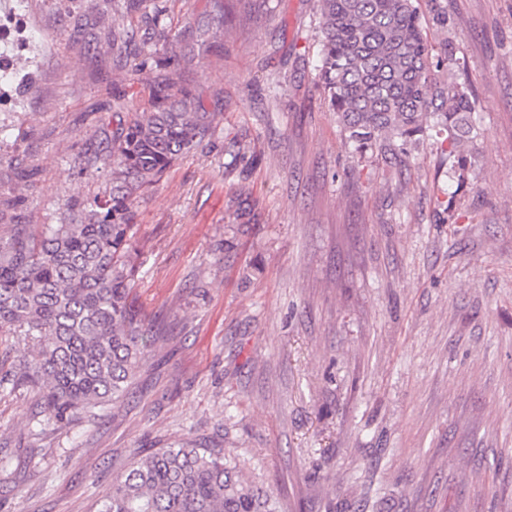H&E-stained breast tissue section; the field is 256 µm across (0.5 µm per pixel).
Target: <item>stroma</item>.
Segmentation results:
<instances>
[{
    "label": "stroma",
    "instance_id": "1",
    "mask_svg": "<svg viewBox=\"0 0 512 512\" xmlns=\"http://www.w3.org/2000/svg\"><path fill=\"white\" fill-rule=\"evenodd\" d=\"M27 0L40 46L0 99V224H57L110 190L118 122L155 84L217 127L134 207L153 358L118 408L45 420L0 340V512H93L137 450L224 449L279 512H512V0H418L431 79L460 63L479 134L358 147L318 78L317 0H246L205 56L211 0ZM120 25L149 49L113 51ZM110 101L108 111H97ZM33 180H24L25 172ZM258 202L225 255L239 191Z\"/></svg>",
    "mask_w": 512,
    "mask_h": 512
}]
</instances>
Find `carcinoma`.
I'll list each match as a JSON object with an SVG mask.
<instances>
[{"label": "carcinoma", "instance_id": "1", "mask_svg": "<svg viewBox=\"0 0 512 512\" xmlns=\"http://www.w3.org/2000/svg\"><path fill=\"white\" fill-rule=\"evenodd\" d=\"M241 0H212L205 30ZM319 77L332 110L362 148L425 133L439 114L440 150L472 133L470 95L448 68L430 82V52L415 0H318ZM216 120L185 87H158L147 107L112 132L103 163L109 193L69 210L62 224H0V335L24 342L23 381L47 419L75 416L129 392L155 340L133 293V208L175 162L198 150ZM95 512H278L222 448L191 442L138 452L112 479Z\"/></svg>", "mask_w": 512, "mask_h": 512}]
</instances>
